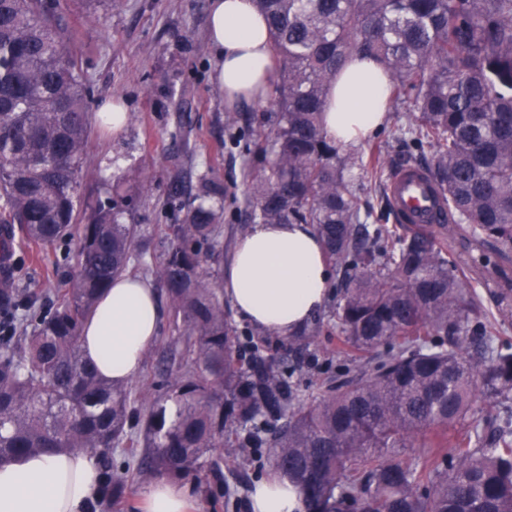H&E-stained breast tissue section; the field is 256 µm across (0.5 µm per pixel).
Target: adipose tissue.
Listing matches in <instances>:
<instances>
[{"mask_svg": "<svg viewBox=\"0 0 512 512\" xmlns=\"http://www.w3.org/2000/svg\"><path fill=\"white\" fill-rule=\"evenodd\" d=\"M209 44L217 78L232 103L265 101L276 74L272 35L253 0H210ZM388 78L377 60L356 56L329 92L328 138L358 144L387 120ZM224 297L236 314L262 332L296 335L333 293L324 244L309 224H255L240 235L223 276ZM161 309L150 283L126 274L114 279L81 330L85 355L106 377L130 381L153 344ZM103 477L81 451L26 455L0 461V512H85ZM191 491L166 479L144 495L143 512H189ZM251 512H305L298 488L265 479L249 493Z\"/></svg>", "mask_w": 512, "mask_h": 512, "instance_id": "adipose-tissue-1", "label": "adipose tissue"}]
</instances>
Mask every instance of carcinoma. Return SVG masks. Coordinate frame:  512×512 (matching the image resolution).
I'll return each mask as SVG.
<instances>
[{"label":"carcinoma","instance_id":"carcinoma-1","mask_svg":"<svg viewBox=\"0 0 512 512\" xmlns=\"http://www.w3.org/2000/svg\"><path fill=\"white\" fill-rule=\"evenodd\" d=\"M279 67L270 110L242 153L272 160L244 172L236 206L254 224H311L339 267L330 317L353 353L341 381L294 404L295 366L242 340L224 310V192L200 180L195 204L169 227L158 264L173 314L167 383L141 394L99 373L80 346L83 322L129 272L141 229L118 184L80 194L89 137L87 84L47 0H0V223L42 246L78 234L70 288L35 324L0 342V459L79 450L104 469V497L128 479L223 476L224 460L274 449L275 470L306 512H512V421L469 417L479 390L512 400V348L435 233L397 234L354 186L383 180L384 146L340 153L321 128L327 89L356 54L390 76L389 102L410 103L396 140L427 153L448 224L503 261L512 253V0H254ZM27 298L0 289L10 320ZM482 368L475 369L470 349ZM143 409L129 426L131 406ZM124 444L137 467L112 474ZM406 448L415 452L408 454Z\"/></svg>","mask_w":512,"mask_h":512}]
</instances>
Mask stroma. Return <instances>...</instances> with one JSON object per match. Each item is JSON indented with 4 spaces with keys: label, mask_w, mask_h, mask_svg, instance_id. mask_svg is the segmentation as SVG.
Returning a JSON list of instances; mask_svg holds the SVG:
<instances>
[{
    "label": "stroma",
    "mask_w": 512,
    "mask_h": 512,
    "mask_svg": "<svg viewBox=\"0 0 512 512\" xmlns=\"http://www.w3.org/2000/svg\"><path fill=\"white\" fill-rule=\"evenodd\" d=\"M208 0H124L110 9L105 0H58V14L90 88L89 141L84 159L83 195L99 192L106 183L135 187L151 183L149 197L138 202L129 218L141 225L152 242L147 262L157 261L168 225L178 223L193 199L201 177L215 179L227 194L244 196L241 170L246 164L229 147L224 125L228 106L217 80V65L207 38ZM117 101L128 113L120 134L103 128L98 112L103 103ZM180 180L184 191L172 197L170 184ZM469 283L495 320L500 338L512 342V295L501 298L489 275L490 259L452 240ZM76 238L43 248L17 241L13 285L28 294L31 307L22 318L54 309L57 295L70 284L75 269ZM239 333L267 339L271 358L294 363V383L302 401L317 396L321 380L339 373L348 363L338 351L340 332L326 325L316 345L301 353H285L280 338L262 335L247 321L233 318ZM271 449L250 456L223 482L184 477L204 512H248L255 481L273 476ZM234 488L226 498L225 488Z\"/></svg>",
    "instance_id": "obj_1"
}]
</instances>
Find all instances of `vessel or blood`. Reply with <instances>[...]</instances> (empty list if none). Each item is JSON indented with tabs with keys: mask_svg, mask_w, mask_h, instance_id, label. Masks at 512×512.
<instances>
[{
	"mask_svg": "<svg viewBox=\"0 0 512 512\" xmlns=\"http://www.w3.org/2000/svg\"><path fill=\"white\" fill-rule=\"evenodd\" d=\"M388 199L398 223L427 230L448 221L439 189L424 166L409 163L394 170L388 182Z\"/></svg>",
	"mask_w": 512,
	"mask_h": 512,
	"instance_id": "1",
	"label": "vessel or blood"
}]
</instances>
